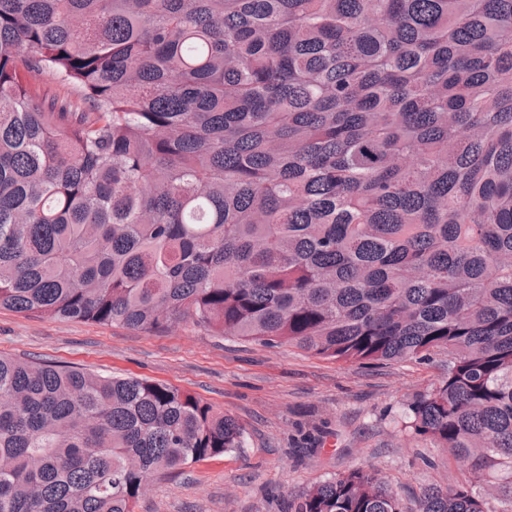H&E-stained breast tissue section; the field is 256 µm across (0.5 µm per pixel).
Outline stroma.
I'll return each mask as SVG.
<instances>
[{
	"label": "stroma",
	"instance_id": "stroma-1",
	"mask_svg": "<svg viewBox=\"0 0 512 512\" xmlns=\"http://www.w3.org/2000/svg\"><path fill=\"white\" fill-rule=\"evenodd\" d=\"M0 355L162 381L242 424L243 447L150 477L138 512H286L289 498L361 465L377 468L413 512L424 487L462 472L402 426L407 403L436 382V361L345 363L185 322L147 334L5 310Z\"/></svg>",
	"mask_w": 512,
	"mask_h": 512
}]
</instances>
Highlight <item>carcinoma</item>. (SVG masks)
<instances>
[{"label":"carcinoma","instance_id":"carcinoma-1","mask_svg":"<svg viewBox=\"0 0 512 512\" xmlns=\"http://www.w3.org/2000/svg\"><path fill=\"white\" fill-rule=\"evenodd\" d=\"M0 309L445 356L410 430L512 512V0H0ZM156 381L0 356V512H136L243 446ZM288 512H403L373 467Z\"/></svg>","mask_w":512,"mask_h":512}]
</instances>
